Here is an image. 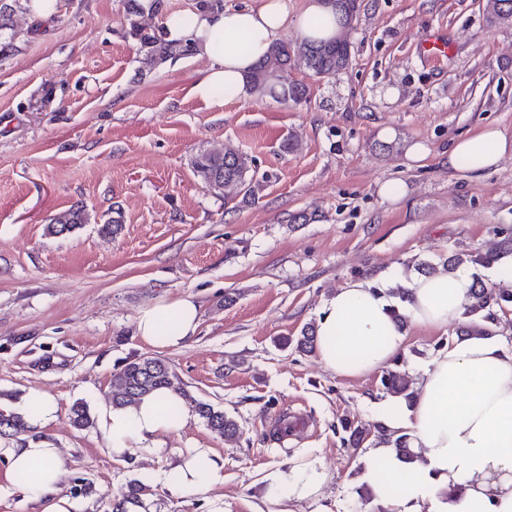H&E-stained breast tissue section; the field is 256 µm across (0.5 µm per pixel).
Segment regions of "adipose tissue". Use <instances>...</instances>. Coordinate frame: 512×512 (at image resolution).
<instances>
[{"instance_id":"ef3b65f1","label":"adipose tissue","mask_w":512,"mask_h":512,"mask_svg":"<svg viewBox=\"0 0 512 512\" xmlns=\"http://www.w3.org/2000/svg\"><path fill=\"white\" fill-rule=\"evenodd\" d=\"M167 42L194 46L208 61L193 93L210 105L239 101L248 94L246 77L288 29L313 38L336 31V15L326 0H306L291 13L288 0H260L243 8L175 11L163 21ZM246 46H239L238 36ZM512 149V140L498 128L486 127L455 140L448 166L480 174L498 165ZM476 281L471 273L416 276L406 294L411 323L434 329L459 320L473 301ZM394 302L364 279L348 281L327 298L317 317V356L340 377L373 374L388 366L405 348V333L393 317ZM200 307L190 298L165 299L143 308L136 332L147 345L178 348L193 336ZM393 435H408L417 458L404 463L386 444L372 448L361 461L383 512H422L424 505L447 501L452 512H512V348L491 338L462 337L448 342L422 369L412 407L386 412ZM190 411L170 390L144 397L134 407L109 409L102 433L113 458L131 450L151 456L164 437L186 428ZM8 476L22 480L30 500L41 512H70L61 496L66 475L58 448L49 443L5 449ZM411 481L400 493L390 482L402 474ZM327 480L318 459L289 463L271 476L265 490L269 512H296L298 504L316 502ZM224 481V468L208 448L191 449L169 469L148 472L144 482L162 484L181 498L200 497Z\"/></svg>"}]
</instances>
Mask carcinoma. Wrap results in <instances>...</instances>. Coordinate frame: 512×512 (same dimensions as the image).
Segmentation results:
<instances>
[{
  "instance_id": "1",
  "label": "carcinoma",
  "mask_w": 512,
  "mask_h": 512,
  "mask_svg": "<svg viewBox=\"0 0 512 512\" xmlns=\"http://www.w3.org/2000/svg\"><path fill=\"white\" fill-rule=\"evenodd\" d=\"M336 13L338 30L336 35L325 41H301L292 46L278 42L272 46L264 59L259 61L246 77L250 94L257 99L276 96L299 103L307 98V86L288 79L294 69L307 70L317 77L333 75L348 67L351 57V33L357 21L361 5L359 0H328ZM486 11L490 22L499 26L512 27V0H486ZM135 36L146 48L144 63L153 65L159 60L171 58L180 49L157 41L153 36L132 23ZM253 159L247 154L226 150L222 154L202 153L192 162L193 173L205 187L224 197L228 204L243 197H254L260 184L254 179ZM87 223L84 206L74 205L53 218L48 231L55 235L72 233ZM500 308L512 305V289L502 288L489 291L479 287L475 291V302L466 312L469 323L463 328L466 336H490V324L495 321L491 307ZM381 384L387 392L411 404L414 393L410 383L399 369L383 373ZM172 389L182 397L191 395L178 374L163 359L153 356H139L127 359L112 372V407L124 408L138 402L143 396L158 390ZM196 410L207 428L221 438H232L239 432L237 422L224 413V410L207 402L196 403ZM69 418L77 429H85L92 424L88 407L76 401L69 409ZM27 429L21 416L0 414V436H16ZM150 494V488L133 481L113 504L112 512H129L133 506L142 503L143 497Z\"/></svg>"
}]
</instances>
